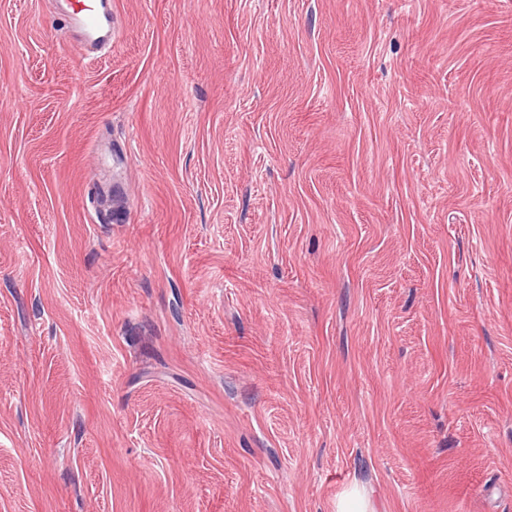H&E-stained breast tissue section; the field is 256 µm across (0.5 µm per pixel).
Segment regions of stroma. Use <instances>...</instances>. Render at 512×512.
<instances>
[{"mask_svg": "<svg viewBox=\"0 0 512 512\" xmlns=\"http://www.w3.org/2000/svg\"><path fill=\"white\" fill-rule=\"evenodd\" d=\"M0 0V512H512V0ZM82 4V8L73 9L67 23L74 35L75 49L87 59L102 46L112 45L116 28L112 22V1L100 0L99 7L96 11L90 10L91 12H85L89 9Z\"/></svg>", "mask_w": 512, "mask_h": 512, "instance_id": "stroma-1", "label": "stroma"}]
</instances>
